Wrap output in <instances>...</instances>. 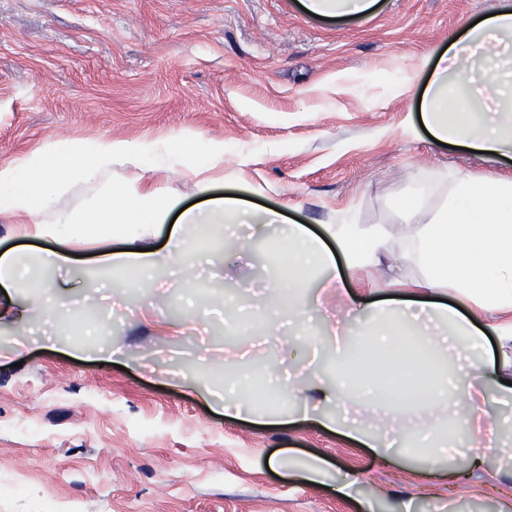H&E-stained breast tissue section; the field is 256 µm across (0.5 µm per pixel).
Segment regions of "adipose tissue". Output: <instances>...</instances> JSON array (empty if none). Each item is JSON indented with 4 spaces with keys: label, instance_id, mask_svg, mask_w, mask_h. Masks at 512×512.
Listing matches in <instances>:
<instances>
[{
    "label": "adipose tissue",
    "instance_id": "1",
    "mask_svg": "<svg viewBox=\"0 0 512 512\" xmlns=\"http://www.w3.org/2000/svg\"><path fill=\"white\" fill-rule=\"evenodd\" d=\"M493 43L512 48V0L451 39L439 60H424L427 82L420 113L436 141L512 154V61L490 51ZM140 159V152L123 140H106L90 149L48 144L36 162L0 166V207L18 213L52 207L76 183L104 178L113 164ZM422 210L418 192L399 204L402 221L411 229L412 260L424 272L423 287L435 295L454 291L453 303L436 298L424 302L418 316L399 302L378 303L376 328L354 341L342 338L331 380L310 373L296 376L288 386L301 392L304 401L326 407L357 402L363 414L373 398L389 399L398 434L415 440L428 435L427 459L450 448L455 456L479 463L512 461V426L489 418L494 404L512 400V370L486 367L480 353L491 337L499 349L512 350V182L479 185L460 177L444 209L424 222L418 219ZM174 211L186 226L249 219L233 197L204 211H183L174 197L104 179L84 211L36 224L35 238L57 244L40 255V266L53 270L68 264L65 245L71 238L100 224H115L133 244L113 253L110 267L134 275L187 268L181 238L171 239L163 252H141L134 244L141 225L165 223ZM281 234L276 248L295 283L292 298L278 309L298 328L305 314L302 291L309 266L335 268L338 251L374 265L392 253L377 228L339 225L333 231V250L299 224L282 226ZM466 301L479 307L478 315L461 311Z\"/></svg>",
    "mask_w": 512,
    "mask_h": 512
}]
</instances>
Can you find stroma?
<instances>
[{"label":"stroma","instance_id":"stroma-1","mask_svg":"<svg viewBox=\"0 0 512 512\" xmlns=\"http://www.w3.org/2000/svg\"><path fill=\"white\" fill-rule=\"evenodd\" d=\"M501 0H376L357 17L326 21L304 0H0V164L35 159L48 142L91 146L124 139L148 147L143 168L116 165L113 182L192 206L234 195L317 234L336 224L379 227L404 241L399 198L421 188L425 211L445 207L453 177L512 180V157L435 142L421 123V64ZM224 145L222 168L192 174L168 140ZM33 220L0 212V253H37ZM235 225L208 245L188 234L196 271L163 270L120 287L107 254L126 249L111 226L71 243L75 267L52 272L70 311L49 317L47 340L0 321V512H498L512 480L496 467L451 461L433 473L304 418L300 403L270 398L262 366L237 361L253 384V417L225 415L229 343L248 335L267 367L316 361L332 371L336 344L323 313L339 306L312 275L304 341L287 346L268 303L286 273L271 243ZM366 301L413 296L389 284L386 265L341 266ZM116 310L106 338L89 310ZM194 377L198 390L182 386ZM322 458L324 483L295 467ZM355 494L340 495L344 476Z\"/></svg>","mask_w":512,"mask_h":512}]
</instances>
